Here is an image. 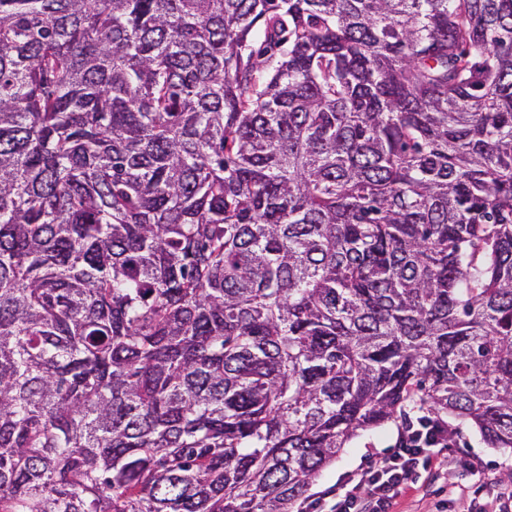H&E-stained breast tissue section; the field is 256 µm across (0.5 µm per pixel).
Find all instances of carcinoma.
Masks as SVG:
<instances>
[{"mask_svg": "<svg viewBox=\"0 0 512 512\" xmlns=\"http://www.w3.org/2000/svg\"><path fill=\"white\" fill-rule=\"evenodd\" d=\"M409 404L512 450V0H0V512H295Z\"/></svg>", "mask_w": 512, "mask_h": 512, "instance_id": "1", "label": "carcinoma"}]
</instances>
